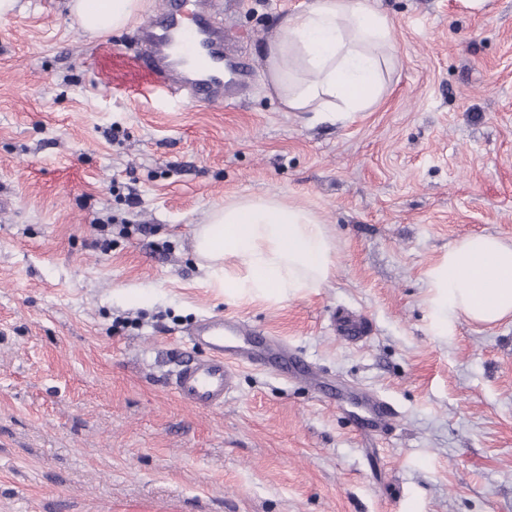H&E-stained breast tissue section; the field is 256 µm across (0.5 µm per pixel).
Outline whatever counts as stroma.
Returning a JSON list of instances; mask_svg holds the SVG:
<instances>
[{
  "mask_svg": "<svg viewBox=\"0 0 512 512\" xmlns=\"http://www.w3.org/2000/svg\"><path fill=\"white\" fill-rule=\"evenodd\" d=\"M312 2L223 0L252 72L232 106L134 91L138 24L89 37L69 0L0 18V512H512V320L441 318L428 284L463 237L512 242V0H372L398 61L341 121L264 87L278 21ZM266 195L319 215L332 274L228 299L193 231ZM103 224L130 231L106 249ZM212 316L313 379L243 365L223 409L183 404L168 373L206 357L186 331ZM368 395L394 410L376 431Z\"/></svg>",
  "mask_w": 512,
  "mask_h": 512,
  "instance_id": "35a3bbf8",
  "label": "stroma"
}]
</instances>
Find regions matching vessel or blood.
Returning a JSON list of instances; mask_svg holds the SVG:
<instances>
[{
    "mask_svg": "<svg viewBox=\"0 0 512 512\" xmlns=\"http://www.w3.org/2000/svg\"><path fill=\"white\" fill-rule=\"evenodd\" d=\"M225 42L224 26L216 19L211 0H165L140 29L142 53L134 67L154 94L229 105L234 101L232 89L246 86L251 70ZM189 339L209 355L181 364L169 385L178 399L197 409L223 408L235 388L236 365L273 360L251 347V330L241 321L206 320Z\"/></svg>",
    "mask_w": 512,
    "mask_h": 512,
    "instance_id": "b4317fda",
    "label": "vessel or blood"
}]
</instances>
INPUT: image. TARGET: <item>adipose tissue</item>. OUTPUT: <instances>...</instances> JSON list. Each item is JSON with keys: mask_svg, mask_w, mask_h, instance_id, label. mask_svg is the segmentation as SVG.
Masks as SVG:
<instances>
[{"mask_svg": "<svg viewBox=\"0 0 512 512\" xmlns=\"http://www.w3.org/2000/svg\"><path fill=\"white\" fill-rule=\"evenodd\" d=\"M147 0H73L86 33L105 35L140 18ZM390 25L369 0H314L284 15L264 58V86L285 112L345 116L375 105L395 64ZM208 280L231 299H282L326 283L333 240L312 210L275 196L241 197L209 210L193 236ZM432 305L479 324L512 318V243L469 235L428 272Z\"/></svg>", "mask_w": 512, "mask_h": 512, "instance_id": "adipose-tissue-1", "label": "adipose tissue"}]
</instances>
